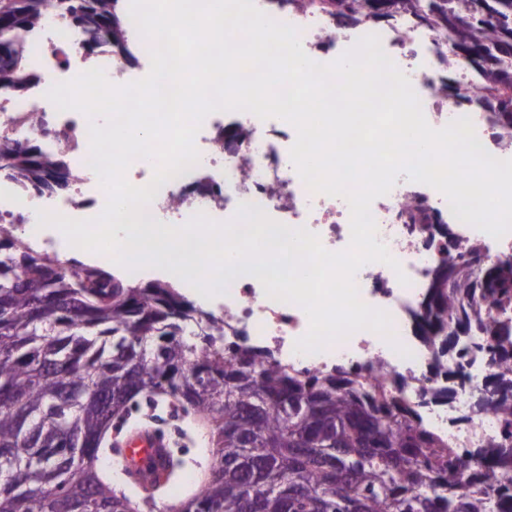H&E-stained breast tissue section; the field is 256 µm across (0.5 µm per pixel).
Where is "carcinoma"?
Instances as JSON below:
<instances>
[{
  "label": "carcinoma",
  "instance_id": "carcinoma-1",
  "mask_svg": "<svg viewBox=\"0 0 512 512\" xmlns=\"http://www.w3.org/2000/svg\"><path fill=\"white\" fill-rule=\"evenodd\" d=\"M46 0H0V89L21 90L20 34ZM97 47L116 45L130 61L118 0H56ZM338 17L389 22L409 15L454 48L448 67L484 81L493 124L512 130V0H311ZM0 160L34 173L67 162L35 143L0 140ZM84 274L63 278L57 261L35 257L0 224V512L151 509L128 480L125 460L98 442L105 408L122 411L132 393L155 404L194 407L216 463L180 512H512V447L498 442L467 463L422 424L411 404L353 370L300 371L270 350L224 347V319L195 320L174 287L132 286L72 260ZM418 321L444 348L486 346L497 371L482 389L483 410L512 425V261L485 262L482 247L448 250L432 273ZM89 442L83 458L64 443Z\"/></svg>",
  "mask_w": 512,
  "mask_h": 512
}]
</instances>
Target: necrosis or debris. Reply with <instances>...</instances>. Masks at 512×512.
Returning <instances> with one entry per match:
<instances>
[{"label":"necrosis or debris","mask_w":512,"mask_h":512,"mask_svg":"<svg viewBox=\"0 0 512 512\" xmlns=\"http://www.w3.org/2000/svg\"><path fill=\"white\" fill-rule=\"evenodd\" d=\"M271 18L295 27L305 53L315 62L337 60L356 41L378 35L386 54L405 73L417 94L428 124L435 129L451 121L470 118L476 136L493 157L512 159V132L494 128L480 101L483 85L467 71L456 73L457 98L442 93L448 73V42L433 30L408 22L382 26L363 19L347 27L336 26L327 14L302 5L300 0H254ZM85 33L53 4H46L38 24L21 34L24 68L33 82L19 92L0 95V138L17 148L38 141L49 155L69 157L73 177L66 194L38 191L29 173L0 170V223L21 224L27 238L37 241L39 211L71 219H90L103 209L107 194L88 164V120L75 110L57 111L46 93L57 82L102 68L115 85L132 82L138 71L122 53L102 49L86 54ZM296 130L288 122L263 120L244 112H215L206 117L195 137L198 163L161 185L147 207L144 222L184 224L196 212L217 221L234 217L240 204L253 212H266L291 228H307L330 251L350 243V209L345 199L311 191L290 158ZM371 213L377 242L386 245L400 270L373 262L355 275L361 300L388 312L399 341L410 357L398 355L379 335L360 330L325 350L301 354L296 341L309 329L305 311L266 295L261 283L249 275L231 278L218 295L224 307V333L245 337L247 343L276 350L282 361L299 369L322 372L332 367L361 371L371 380L390 385L411 401L429 400L423 425L462 456L502 440L503 424L476 407V399L491 365L474 359L460 365L456 355L419 336L411 316L419 309L431 271L448 256L450 243L481 244L487 259L512 258V232L494 238L455 220L447 198L434 188L400 174L388 194L376 198ZM408 284H401L398 273ZM461 370L462 379L449 382L447 373Z\"/></svg>","instance_id":"obj_1"}]
</instances>
